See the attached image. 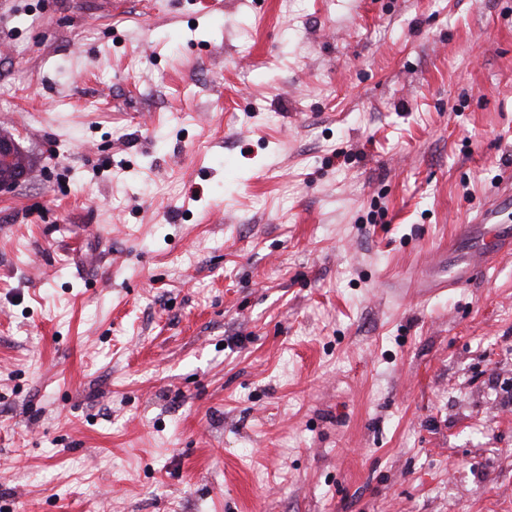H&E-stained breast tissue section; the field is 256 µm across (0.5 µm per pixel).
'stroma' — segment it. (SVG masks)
Instances as JSON below:
<instances>
[{
    "label": "stroma",
    "instance_id": "obj_1",
    "mask_svg": "<svg viewBox=\"0 0 512 512\" xmlns=\"http://www.w3.org/2000/svg\"><path fill=\"white\" fill-rule=\"evenodd\" d=\"M0 512H512V0H0ZM31 167L25 153L8 136L0 135V190L27 179ZM498 206L499 203H493L475 217L474 232L459 243V248L463 243L471 247L459 256L448 254V277L432 288H460L476 272L489 267L491 259L512 252V226L496 221L500 213Z\"/></svg>",
    "mask_w": 512,
    "mask_h": 512
}]
</instances>
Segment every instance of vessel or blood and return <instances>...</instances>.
I'll return each mask as SVG.
<instances>
[{"mask_svg":"<svg viewBox=\"0 0 512 512\" xmlns=\"http://www.w3.org/2000/svg\"><path fill=\"white\" fill-rule=\"evenodd\" d=\"M497 205H490L475 218V230L465 236L468 248L448 258V275L440 280L443 288L466 285L476 272L489 267L491 259L512 252V226L499 222Z\"/></svg>","mask_w":512,"mask_h":512,"instance_id":"vessel-or-blood-1","label":"vessel or blood"}]
</instances>
